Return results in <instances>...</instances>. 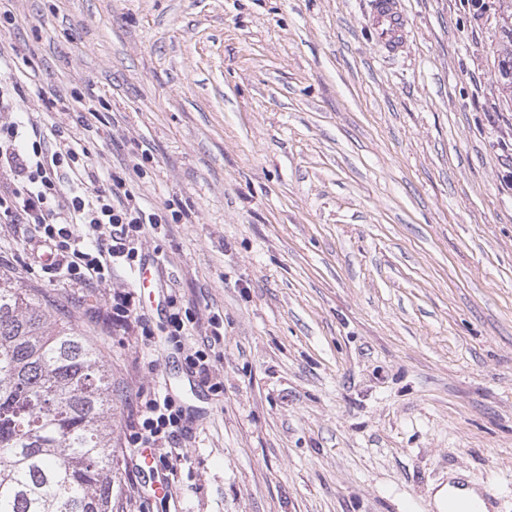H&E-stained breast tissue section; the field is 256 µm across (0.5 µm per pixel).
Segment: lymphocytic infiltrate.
<instances>
[{
  "mask_svg": "<svg viewBox=\"0 0 512 512\" xmlns=\"http://www.w3.org/2000/svg\"><path fill=\"white\" fill-rule=\"evenodd\" d=\"M13 185L0 187V223L34 225L52 261L44 271L60 282L97 288L111 282L116 264L139 265L141 242L158 224L122 180L109 189L67 137L47 149L40 122L0 123V163ZM182 410L166 396L146 400L128 442L137 448L172 443Z\"/></svg>",
  "mask_w": 512,
  "mask_h": 512,
  "instance_id": "f902f5d3",
  "label": "lymphocytic infiltrate"
}]
</instances>
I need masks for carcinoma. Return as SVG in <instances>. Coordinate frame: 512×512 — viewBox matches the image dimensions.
I'll list each match as a JSON object with an SVG mask.
<instances>
[{"label": "carcinoma", "mask_w": 512, "mask_h": 512, "mask_svg": "<svg viewBox=\"0 0 512 512\" xmlns=\"http://www.w3.org/2000/svg\"><path fill=\"white\" fill-rule=\"evenodd\" d=\"M497 73L512 92V12ZM0 512H112V374L72 321L0 275Z\"/></svg>", "instance_id": "carcinoma-1"}]
</instances>
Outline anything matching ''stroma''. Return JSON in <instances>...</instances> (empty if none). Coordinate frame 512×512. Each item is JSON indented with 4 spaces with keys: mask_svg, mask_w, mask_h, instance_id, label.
Listing matches in <instances>:
<instances>
[{
    "mask_svg": "<svg viewBox=\"0 0 512 512\" xmlns=\"http://www.w3.org/2000/svg\"><path fill=\"white\" fill-rule=\"evenodd\" d=\"M12 0L0 41L39 116L163 222L155 290L117 266L50 281L32 226L0 274L79 325L112 369V512H433L451 481L512 512V94L502 0ZM99 113L85 130L66 107ZM133 289L150 338L110 320ZM192 322L168 334V297ZM209 347L212 384L188 370ZM184 410L157 498L127 438L139 394ZM370 25L377 41L388 48L398 49L405 42L404 19L395 0H375ZM500 44L497 56V73L500 83L506 91L512 93V12H503L498 23Z\"/></svg>",
    "mask_w": 512,
    "mask_h": 512,
    "instance_id": "stroma-1",
    "label": "stroma"
}]
</instances>
